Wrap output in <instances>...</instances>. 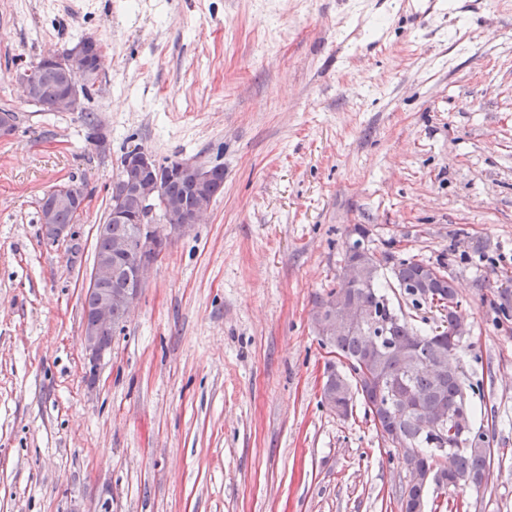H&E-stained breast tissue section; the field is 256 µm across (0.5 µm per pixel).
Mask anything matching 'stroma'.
<instances>
[{
	"instance_id": "35a3bbf8",
	"label": "stroma",
	"mask_w": 512,
	"mask_h": 512,
	"mask_svg": "<svg viewBox=\"0 0 512 512\" xmlns=\"http://www.w3.org/2000/svg\"><path fill=\"white\" fill-rule=\"evenodd\" d=\"M0 0V512H403L407 470L362 401L321 387L312 316L355 225L453 279L455 361L493 433L466 512H512V0ZM105 70L82 112L12 71L80 38ZM103 146H96L95 138ZM224 166L173 234L95 386L82 303L121 156ZM88 203L64 240L38 201Z\"/></svg>"
}]
</instances>
